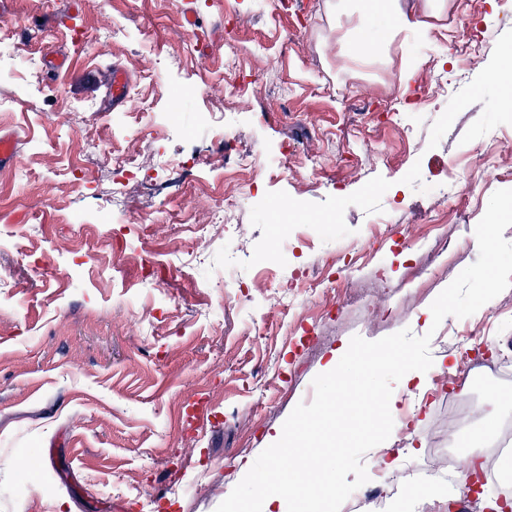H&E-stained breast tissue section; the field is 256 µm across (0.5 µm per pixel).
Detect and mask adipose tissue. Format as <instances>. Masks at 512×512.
Segmentation results:
<instances>
[{
  "mask_svg": "<svg viewBox=\"0 0 512 512\" xmlns=\"http://www.w3.org/2000/svg\"><path fill=\"white\" fill-rule=\"evenodd\" d=\"M362 18L373 23L375 33L359 31L346 41L347 60L363 64L390 45L406 46L423 39L428 24L422 17L399 11L397 0H357ZM302 488L298 480L283 476L280 468H271L263 488L249 504V512H299Z\"/></svg>",
  "mask_w": 512,
  "mask_h": 512,
  "instance_id": "ef3b65f1",
  "label": "adipose tissue"
}]
</instances>
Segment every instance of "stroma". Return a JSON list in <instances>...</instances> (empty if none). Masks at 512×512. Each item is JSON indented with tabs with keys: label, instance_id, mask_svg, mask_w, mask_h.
<instances>
[{
	"label": "stroma",
	"instance_id": "obj_1",
	"mask_svg": "<svg viewBox=\"0 0 512 512\" xmlns=\"http://www.w3.org/2000/svg\"><path fill=\"white\" fill-rule=\"evenodd\" d=\"M337 0H0V31L12 33L0 62V130L19 153L0 172V512H224L225 496L246 503L266 476V436L314 398V377L353 336L375 341L402 329L431 334L429 379L461 375L491 352L512 362V288L459 319L431 329L435 298L478 257L475 228L491 195L512 189V0H446L421 43L391 45L377 63L343 68L337 33L358 14ZM203 21L183 24L185 11ZM241 49L239 95L224 91L225 40ZM476 48L471 61L456 44ZM420 64L399 80L404 53ZM67 60L48 80L46 60ZM151 78L113 108L105 80L113 64ZM498 68L496 80L485 72ZM205 87L182 103L160 142L141 139L132 102L152 100L163 123L171 89ZM198 112L232 113L238 151L287 153L234 223L212 228L205 263L175 268L193 249V227L209 221L198 196L237 185L213 170L218 144L191 139ZM116 149L181 159L203 157L194 177L168 186L170 170L131 183L124 211L111 209L112 170L96 151L73 156L90 136ZM80 161L84 179L65 175ZM468 204L436 198L449 171ZM88 215L83 234L117 269L99 279L76 245L56 232L68 213ZM149 225L139 238L135 225ZM350 278L316 291L337 268ZM390 438L363 458L371 482L397 484L389 512H402L421 462L433 488L422 512H483L475 495L443 481L448 404L468 407L471 430L487 440L512 417V383L477 399L398 390ZM497 407L487 422L482 410ZM417 454H409L408 444ZM393 461L378 467L379 457ZM254 474L238 476L242 463Z\"/></svg>",
	"mask_w": 512,
	"mask_h": 512
}]
</instances>
